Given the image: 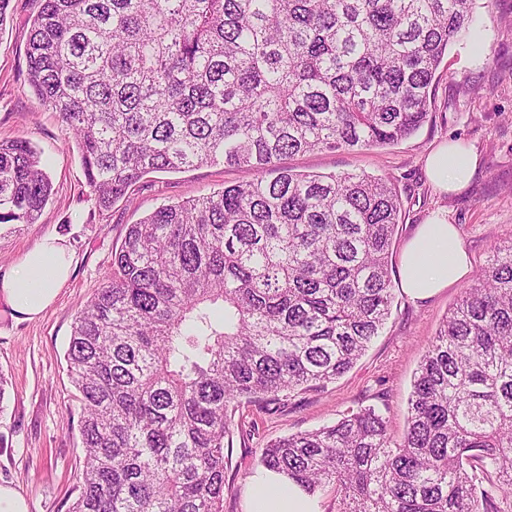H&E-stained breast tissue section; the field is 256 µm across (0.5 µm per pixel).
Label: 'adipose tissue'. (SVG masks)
<instances>
[{
	"instance_id": "1",
	"label": "adipose tissue",
	"mask_w": 512,
	"mask_h": 512,
	"mask_svg": "<svg viewBox=\"0 0 512 512\" xmlns=\"http://www.w3.org/2000/svg\"><path fill=\"white\" fill-rule=\"evenodd\" d=\"M478 166V157L459 142H446L426 157V172L443 193L463 189ZM72 257L59 238L47 237L31 249L10 274L0 279V300L13 312L33 319L54 301L66 281ZM469 258L455 225L444 210L419 225L406 248L401 281L406 294L426 300L462 280ZM247 512H320L310 497L285 475L260 469L248 485Z\"/></svg>"
}]
</instances>
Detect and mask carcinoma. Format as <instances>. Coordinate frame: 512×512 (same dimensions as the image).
Here are the masks:
<instances>
[{"mask_svg":"<svg viewBox=\"0 0 512 512\" xmlns=\"http://www.w3.org/2000/svg\"><path fill=\"white\" fill-rule=\"evenodd\" d=\"M472 2L42 0L27 81L73 132L100 210L151 173L221 162L254 174L129 225L78 312L65 354L84 448L72 512H224L235 408L339 378L379 335L397 192L278 163L413 135ZM51 192L37 149L0 140V224L36 223ZM260 465L335 495L336 512H504L512 239L428 344L401 441L363 407L268 444Z\"/></svg>","mask_w":512,"mask_h":512,"instance_id":"carcinoma-1","label":"carcinoma"}]
</instances>
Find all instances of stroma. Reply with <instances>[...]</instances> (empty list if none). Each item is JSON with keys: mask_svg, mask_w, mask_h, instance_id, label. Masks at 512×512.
<instances>
[{"mask_svg": "<svg viewBox=\"0 0 512 512\" xmlns=\"http://www.w3.org/2000/svg\"><path fill=\"white\" fill-rule=\"evenodd\" d=\"M41 0H10L0 26V140L23 138L41 153L52 194L34 224H0V277L42 238H62L72 272L55 302L38 318L12 316L0 302V485L19 491L30 512H71L79 494L84 453L78 393L65 353L81 305L112 267L128 225L159 206L186 201L251 179L221 163L147 175L129 199L99 210L86 183L75 138L27 82L30 24ZM427 122L397 144L357 151L316 150L284 161L301 173L352 171L391 181L402 204L392 250L394 302L380 335L351 370L319 390L298 391L272 403L241 405L224 455L228 461L224 512H245L248 480L272 440L334 424L372 406L394 438L407 427L408 397L421 357L462 295L458 282L426 301L401 287L404 253L419 224L444 209L470 260L469 278L485 266L492 246L512 238V0H475L470 30L454 38L440 64ZM478 156L477 171L456 193L435 190L425 158L446 141Z\"/></svg>", "mask_w": 512, "mask_h": 512, "instance_id": "obj_1", "label": "stroma"}]
</instances>
